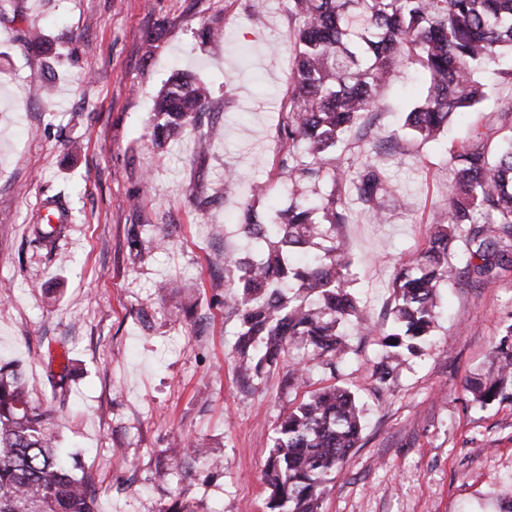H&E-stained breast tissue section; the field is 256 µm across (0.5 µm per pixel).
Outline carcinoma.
I'll return each mask as SVG.
<instances>
[{
  "mask_svg": "<svg viewBox=\"0 0 512 512\" xmlns=\"http://www.w3.org/2000/svg\"><path fill=\"white\" fill-rule=\"evenodd\" d=\"M294 31L292 90L279 124L278 175L292 189L288 207L262 206L267 183L249 187L241 230L268 247L258 261L229 259L236 271L227 287L229 306L241 322L236 350L245 372L274 364L300 340L314 361L336 375L347 343L340 328L357 314L350 292L351 260L338 235L322 250L314 239L345 223L348 189L382 220L393 194L374 147L350 177L331 156L342 134L377 104L382 89L406 67H419L426 82L405 127L433 142L455 115L487 96L478 74L488 63L512 58V0H287ZM207 103L204 82L183 72L169 78L156 103L161 118L156 142L194 125ZM508 128L503 145L473 131L452 153L455 182L444 220L431 225L425 246L393 279L394 322L388 333L368 322L361 332L380 333L391 349L412 351L439 317L438 290L455 275L448 249L464 233L466 271L491 282L512 270V105L497 114ZM327 182L309 197L295 189ZM73 369L48 375L53 398L65 404ZM512 382V324L494 350L489 371L468 380L471 401L485 406L505 396ZM362 408L349 386L329 385L282 416L276 427L266 481L269 512H318L326 483L340 470L362 433ZM60 452L51 411L35 404L22 372L0 366V512H96L93 477Z\"/></svg>",
  "mask_w": 512,
  "mask_h": 512,
  "instance_id": "1",
  "label": "carcinoma"
}]
</instances>
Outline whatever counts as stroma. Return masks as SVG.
Here are the masks:
<instances>
[{
    "label": "stroma",
    "instance_id": "35a3bbf8",
    "mask_svg": "<svg viewBox=\"0 0 512 512\" xmlns=\"http://www.w3.org/2000/svg\"><path fill=\"white\" fill-rule=\"evenodd\" d=\"M0 13V365H18L32 396L53 409L61 447L95 477L97 512H164L180 485L169 456L202 443L224 462L185 457L188 496L207 512H266L265 470L275 428L304 391L331 384L307 367L289 372L299 344L246 376L236 364L240 324L224 305V257L253 258L241 234L245 182L277 174L278 124L288 102L296 23L286 0H12ZM224 30L220 41L204 28ZM40 28L43 54L24 41ZM159 35L152 58L142 43ZM206 84L198 125L157 146L156 97L175 70ZM488 97L435 143L405 131L425 78L402 70L377 107L337 145L340 161L380 138L381 166L410 211L380 223L357 200L338 229L349 246L360 316L391 324V280L441 219L453 181L449 149L490 111L512 104L497 66L481 75ZM55 87L44 97L41 80ZM219 139L198 153L200 130ZM241 181H224L226 169ZM208 199L198 211L192 197ZM62 208L53 248L36 242L43 215ZM466 243L449 260L442 315L419 350L402 352L392 380L374 365L381 336L345 325L341 379L364 409L361 439L326 485L321 512H500L512 502V398L469 403L467 379L488 369L512 322V273L487 283L465 272ZM183 281L185 290L160 295ZM74 376L56 407L50 361Z\"/></svg>",
    "mask_w": 512,
    "mask_h": 512
}]
</instances>
